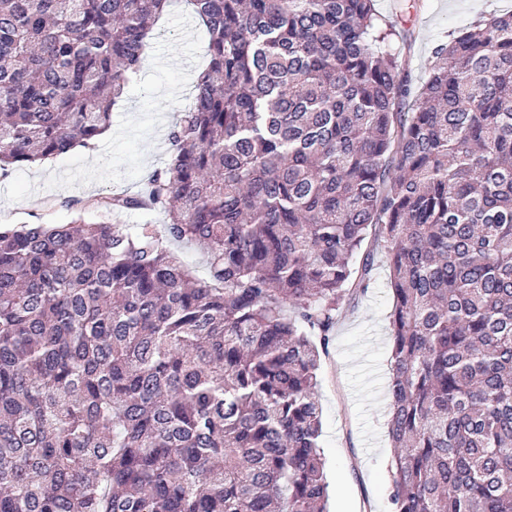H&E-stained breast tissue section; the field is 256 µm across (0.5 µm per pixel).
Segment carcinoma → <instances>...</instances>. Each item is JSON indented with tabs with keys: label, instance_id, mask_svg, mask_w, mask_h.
I'll return each mask as SVG.
<instances>
[{
	"label": "carcinoma",
	"instance_id": "cac0c4a2",
	"mask_svg": "<svg viewBox=\"0 0 512 512\" xmlns=\"http://www.w3.org/2000/svg\"><path fill=\"white\" fill-rule=\"evenodd\" d=\"M170 2L0 0L1 178L107 130ZM185 4L166 165L0 226V512H327L317 372L379 254L391 512H512V12L415 96L374 0ZM167 248L178 255L193 271V274L201 281L208 278L206 258L204 254L190 243H167Z\"/></svg>",
	"mask_w": 512,
	"mask_h": 512
}]
</instances>
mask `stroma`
Returning a JSON list of instances; mask_svg holds the SVG:
<instances>
[{
	"label": "stroma",
	"mask_w": 512,
	"mask_h": 512,
	"mask_svg": "<svg viewBox=\"0 0 512 512\" xmlns=\"http://www.w3.org/2000/svg\"><path fill=\"white\" fill-rule=\"evenodd\" d=\"M379 15L408 33L394 41L413 87L428 75L435 47L477 23L512 10V0H376ZM208 36L183 0L171 3L150 39L147 57L112 110L106 133L40 165L18 166L0 178V225L67 224L78 202L137 193L164 167L168 134L192 102L206 62ZM388 269L377 263L369 288L340 316L322 358L317 395L321 444L330 483L329 512H390L387 479L393 449L387 436Z\"/></svg>",
	"instance_id": "1"
}]
</instances>
